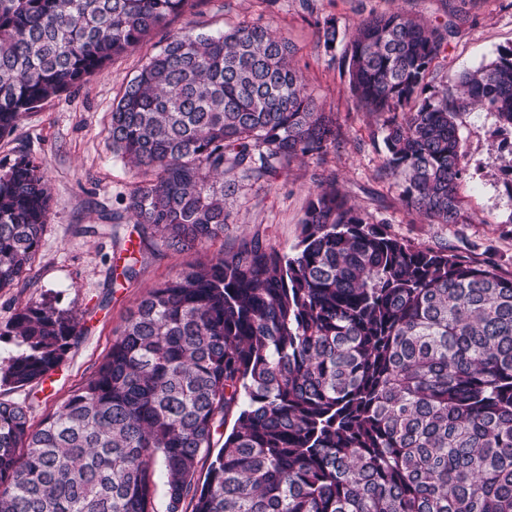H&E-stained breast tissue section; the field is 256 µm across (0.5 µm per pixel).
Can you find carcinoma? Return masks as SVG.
<instances>
[{
    "instance_id": "cac0c4a2",
    "label": "carcinoma",
    "mask_w": 512,
    "mask_h": 512,
    "mask_svg": "<svg viewBox=\"0 0 512 512\" xmlns=\"http://www.w3.org/2000/svg\"><path fill=\"white\" fill-rule=\"evenodd\" d=\"M197 2L0 0V138ZM319 33L340 41L333 18ZM448 33L371 15L343 52L357 106L382 119V172L436 224L461 219L457 116L512 132V47L437 89ZM292 52L267 25L181 31L126 83L109 137L145 184L112 223L130 217L138 253L224 236L237 171L336 148ZM50 205L42 161L0 164L1 291L26 280ZM83 335L54 296L18 308L0 386L42 385ZM158 466L165 512H512V277L392 235L328 181L294 255L244 240L149 288L38 427L0 401V512H157Z\"/></svg>"
}]
</instances>
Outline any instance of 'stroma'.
<instances>
[{"mask_svg":"<svg viewBox=\"0 0 512 512\" xmlns=\"http://www.w3.org/2000/svg\"><path fill=\"white\" fill-rule=\"evenodd\" d=\"M393 10L453 24L447 49L435 62L431 80L436 86L512 46V0H206L202 10L173 17L102 73L24 116L13 134L0 140V162H9L21 150L43 160L52 203L28 286L0 291V329L18 307L51 295L60 307L78 314L85 334L43 388L1 387L0 400L26 405L31 423L40 424L106 357L114 331L145 292L190 261L207 260L252 236L279 253H294L310 195L328 178L336 179L351 203L385 223L395 236L445 247L477 263L493 262L499 273L512 276V149L501 144L495 113L477 108L456 120L467 161L459 187L461 223L430 224L408 213L398 182L379 174L384 132L353 100L342 46L325 48L316 24L332 17L340 30L349 31L361 18ZM244 22L268 25L291 42L290 61L304 73L309 93L324 111L336 115L339 147L324 159L307 157L260 178L239 174L234 192L224 198L230 218L223 238L195 253L145 254L136 280L113 281V268L125 262L122 241L136 231L122 225L120 241H113L106 217L142 184L141 176L112 151L108 128L113 103L173 33L185 27L218 33Z\"/></svg>","mask_w":512,"mask_h":512,"instance_id":"1","label":"stroma"}]
</instances>
